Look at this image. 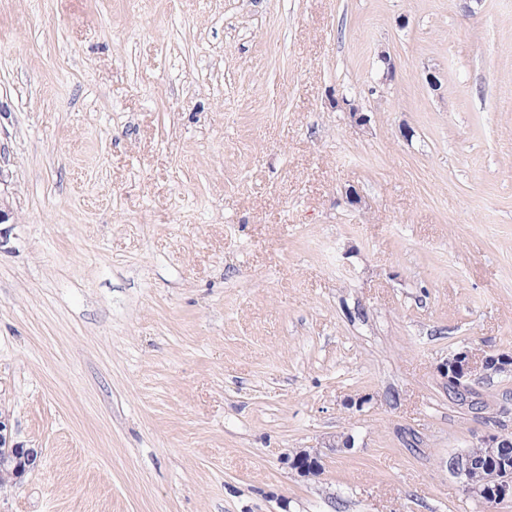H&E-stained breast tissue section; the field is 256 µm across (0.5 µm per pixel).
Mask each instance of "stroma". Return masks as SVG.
Returning a JSON list of instances; mask_svg holds the SVG:
<instances>
[{"label":"stroma","instance_id":"stroma-1","mask_svg":"<svg viewBox=\"0 0 512 512\" xmlns=\"http://www.w3.org/2000/svg\"><path fill=\"white\" fill-rule=\"evenodd\" d=\"M0 198V512H512V0H0ZM495 371L499 374H512V354L507 352H490L476 360L469 349L454 352L440 366L448 385V394L457 403L467 407L472 403L474 391L472 382L477 372ZM478 444L476 446L479 448L468 449V452L475 457L464 452L450 460L449 468L474 499L486 505L497 504L501 498L512 496V459L510 460L508 453L504 450L512 447V435L507 437L505 430L490 431L482 436ZM485 448L488 451V457L501 456L498 459L499 465L483 466L482 462L476 458L486 457ZM492 469L497 470L487 475ZM488 481L496 482L494 495L489 494L491 486ZM38 458L36 448H6L0 452V469H9L14 480L21 479L34 467Z\"/></svg>","mask_w":512,"mask_h":512}]
</instances>
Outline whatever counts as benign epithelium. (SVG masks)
Listing matches in <instances>:
<instances>
[{"label":"benign epithelium","mask_w":512,"mask_h":512,"mask_svg":"<svg viewBox=\"0 0 512 512\" xmlns=\"http://www.w3.org/2000/svg\"><path fill=\"white\" fill-rule=\"evenodd\" d=\"M495 371L499 374H512V354L490 352L476 359L466 348L448 356L440 366L448 385V394L457 403L467 407L472 403L474 377L479 372ZM479 447L488 451V457L498 458L499 465H483L480 460L464 452L449 462V468L469 495L480 503L493 505L502 498L512 496V458L506 449L512 447V436L505 431H490L479 440ZM38 458L35 448H6L0 451V468L9 470L18 480L34 467ZM317 460L318 454L307 450L295 452L291 466L305 478L315 476V470L307 469L305 460Z\"/></svg>","instance_id":"1"}]
</instances>
